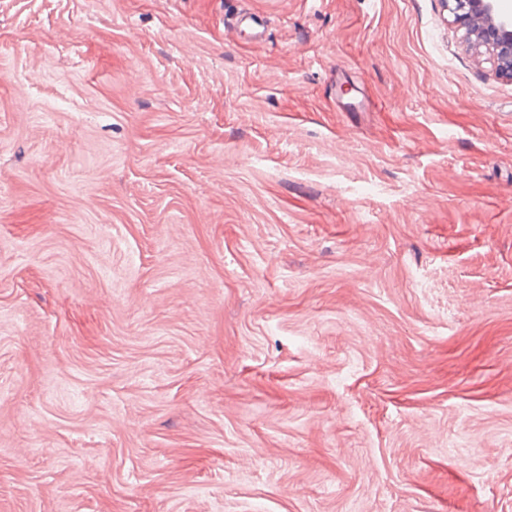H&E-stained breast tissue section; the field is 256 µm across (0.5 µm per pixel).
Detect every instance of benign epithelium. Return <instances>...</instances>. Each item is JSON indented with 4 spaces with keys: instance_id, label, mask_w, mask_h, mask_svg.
Returning a JSON list of instances; mask_svg holds the SVG:
<instances>
[{
    "instance_id": "7a95c632",
    "label": "benign epithelium",
    "mask_w": 512,
    "mask_h": 512,
    "mask_svg": "<svg viewBox=\"0 0 512 512\" xmlns=\"http://www.w3.org/2000/svg\"><path fill=\"white\" fill-rule=\"evenodd\" d=\"M447 6L457 27L477 36L498 73L512 78V13L501 0H448Z\"/></svg>"
}]
</instances>
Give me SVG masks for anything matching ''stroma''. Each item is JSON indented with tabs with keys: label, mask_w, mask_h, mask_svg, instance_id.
Returning a JSON list of instances; mask_svg holds the SVG:
<instances>
[{
	"label": "stroma",
	"mask_w": 512,
	"mask_h": 512,
	"mask_svg": "<svg viewBox=\"0 0 512 512\" xmlns=\"http://www.w3.org/2000/svg\"><path fill=\"white\" fill-rule=\"evenodd\" d=\"M0 512H512V79L446 0H0ZM226 27L245 35L249 43L258 44L263 40L264 17L255 11H240L230 15Z\"/></svg>",
	"instance_id": "1"
}]
</instances>
